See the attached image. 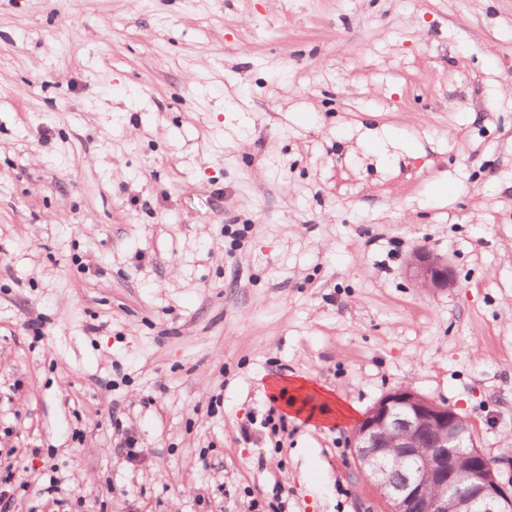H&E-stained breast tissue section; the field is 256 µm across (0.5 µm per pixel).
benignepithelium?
Instances as JSON below:
<instances>
[{
    "label": "benign epithelium",
    "instance_id": "7a95c632",
    "mask_svg": "<svg viewBox=\"0 0 512 512\" xmlns=\"http://www.w3.org/2000/svg\"><path fill=\"white\" fill-rule=\"evenodd\" d=\"M405 273L419 288L455 284L448 260L414 250ZM352 457L388 512H512V486L473 441L469 422L409 387L381 397L355 424Z\"/></svg>",
    "mask_w": 512,
    "mask_h": 512
}]
</instances>
